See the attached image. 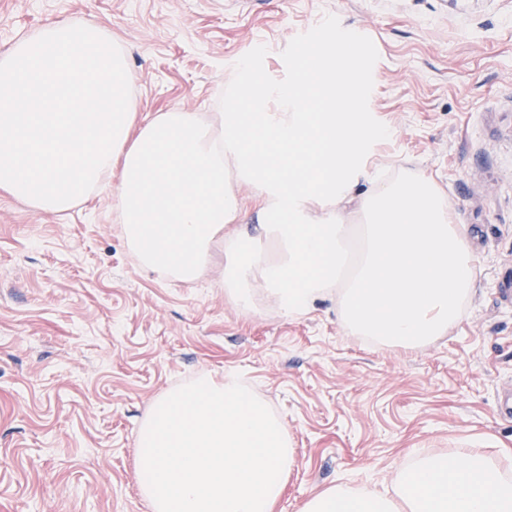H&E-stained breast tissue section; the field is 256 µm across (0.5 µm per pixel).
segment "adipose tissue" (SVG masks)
Here are the masks:
<instances>
[{
  "label": "adipose tissue",
  "mask_w": 512,
  "mask_h": 512,
  "mask_svg": "<svg viewBox=\"0 0 512 512\" xmlns=\"http://www.w3.org/2000/svg\"><path fill=\"white\" fill-rule=\"evenodd\" d=\"M300 512H512V482L479 453L424 455L392 493L338 485L307 499Z\"/></svg>",
  "instance_id": "adipose-tissue-1"
}]
</instances>
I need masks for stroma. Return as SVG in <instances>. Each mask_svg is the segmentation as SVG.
Listing matches in <instances>:
<instances>
[{
	"instance_id": "1",
	"label": "stroma",
	"mask_w": 512,
	"mask_h": 512,
	"mask_svg": "<svg viewBox=\"0 0 512 512\" xmlns=\"http://www.w3.org/2000/svg\"><path fill=\"white\" fill-rule=\"evenodd\" d=\"M95 16L126 55L138 124L219 111L235 63L326 15L370 37V172L430 180L473 258L459 319L434 341L376 345L335 295L285 318L224 295L223 242L192 283L137 261L114 190L52 215L0 191V512H150L136 439L162 394L232 370L288 429L273 512L340 484L392 490L418 454L512 469V0H0V54L46 20Z\"/></svg>"
}]
</instances>
